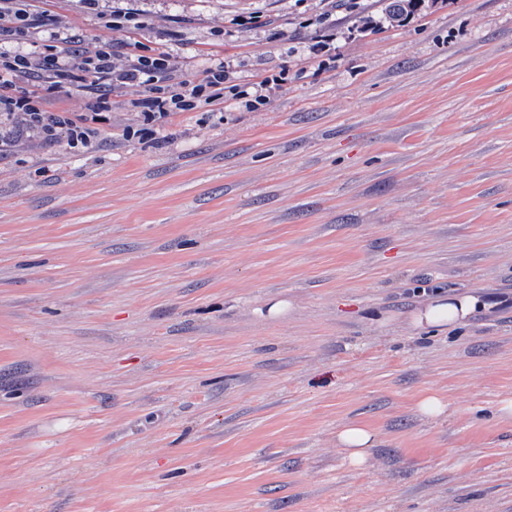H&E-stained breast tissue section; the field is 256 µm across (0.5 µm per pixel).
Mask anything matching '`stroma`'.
Listing matches in <instances>:
<instances>
[{
	"label": "stroma",
	"mask_w": 512,
	"mask_h": 512,
	"mask_svg": "<svg viewBox=\"0 0 512 512\" xmlns=\"http://www.w3.org/2000/svg\"><path fill=\"white\" fill-rule=\"evenodd\" d=\"M373 2L24 0L227 80L220 115L144 134L128 87L87 150L0 148V512H512V306L408 322L512 296V0ZM382 2L376 22L388 27L404 25L422 6L424 0H378ZM486 306L475 295H448L435 293L421 303L412 318L417 329L447 328L461 324L475 311ZM375 435L364 427L351 426L339 433V441L346 448H350V461L361 464L365 457V448H371Z\"/></svg>",
	"instance_id": "obj_1"
}]
</instances>
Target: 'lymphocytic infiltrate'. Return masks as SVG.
Instances as JSON below:
<instances>
[{"label": "lymphocytic infiltrate", "mask_w": 512, "mask_h": 512, "mask_svg": "<svg viewBox=\"0 0 512 512\" xmlns=\"http://www.w3.org/2000/svg\"><path fill=\"white\" fill-rule=\"evenodd\" d=\"M41 25L40 18L27 12L0 9V119L19 122L46 142L62 136L70 149H88L97 133L96 123L104 121L112 109L113 92L121 88H143V97L133 106L141 112L144 124L151 126L164 124L173 112L224 109L225 74L220 64L194 82L179 76L166 51L131 56L123 62L115 43L100 36L74 48L67 38L57 35L42 53L6 48L5 39L25 36ZM46 72L54 89L75 82L87 86L95 95L89 115L76 121L48 114L34 91Z\"/></svg>", "instance_id": "f902f5d3"}]
</instances>
